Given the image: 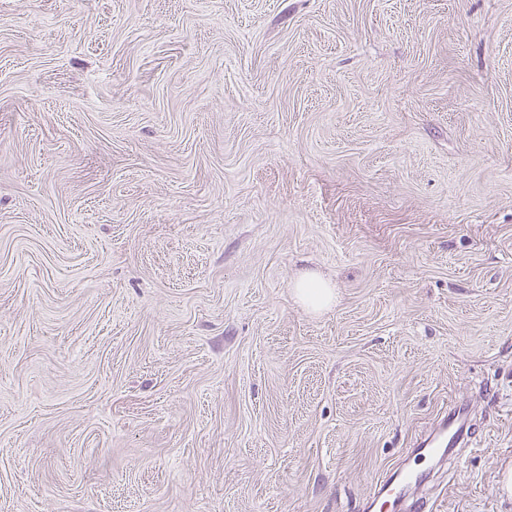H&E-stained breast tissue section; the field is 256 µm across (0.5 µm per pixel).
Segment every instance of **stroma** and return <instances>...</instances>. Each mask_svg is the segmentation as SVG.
<instances>
[{"mask_svg": "<svg viewBox=\"0 0 512 512\" xmlns=\"http://www.w3.org/2000/svg\"><path fill=\"white\" fill-rule=\"evenodd\" d=\"M510 467L512 0H0V512H512ZM296 297L313 311L328 308L334 300V291L329 283L315 275H306L295 282ZM473 424L462 407H454L442 416L415 444L417 456L441 460L452 454L454 448L472 445ZM425 478L426 475L421 472L416 474L401 472L394 478L391 475L387 476L372 490L367 509L371 510L379 503L383 505L390 501L392 504L403 501Z\"/></svg>", "mask_w": 512, "mask_h": 512, "instance_id": "obj_1", "label": "stroma"}]
</instances>
